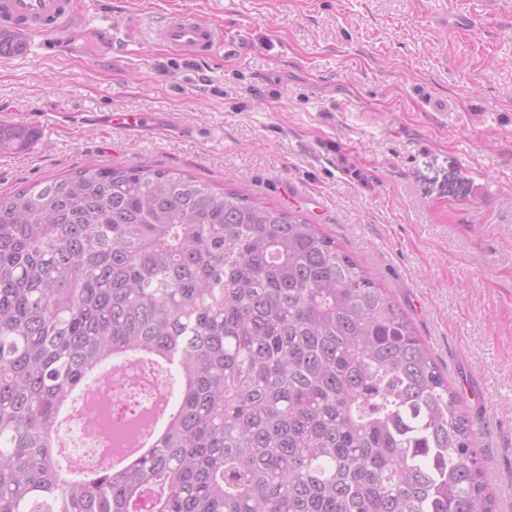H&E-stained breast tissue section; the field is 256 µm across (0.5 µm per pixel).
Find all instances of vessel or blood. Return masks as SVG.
<instances>
[{
	"instance_id": "b4317fda",
	"label": "vessel or blood",
	"mask_w": 512,
	"mask_h": 512,
	"mask_svg": "<svg viewBox=\"0 0 512 512\" xmlns=\"http://www.w3.org/2000/svg\"><path fill=\"white\" fill-rule=\"evenodd\" d=\"M79 0H0V40H10L17 54H25L28 40L76 24ZM153 40L175 52L212 55L223 44L219 29L192 13H169L151 30Z\"/></svg>"
}]
</instances>
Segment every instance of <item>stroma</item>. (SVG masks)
Returning <instances> with one entry per match:
<instances>
[{"label": "stroma", "mask_w": 512, "mask_h": 512, "mask_svg": "<svg viewBox=\"0 0 512 512\" xmlns=\"http://www.w3.org/2000/svg\"><path fill=\"white\" fill-rule=\"evenodd\" d=\"M75 52L0 56V193L87 164L192 175L299 211L410 317L462 392L496 512H512V0H83ZM222 28L213 57L149 41L160 13ZM122 20L98 61L91 31ZM173 112L128 135L97 116ZM37 138L38 132L33 128L0 123V154L24 151Z\"/></svg>", "instance_id": "1"}]
</instances>
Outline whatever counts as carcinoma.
<instances>
[{
  "instance_id": "cac0c4a2",
  "label": "carcinoma",
  "mask_w": 512,
  "mask_h": 512,
  "mask_svg": "<svg viewBox=\"0 0 512 512\" xmlns=\"http://www.w3.org/2000/svg\"><path fill=\"white\" fill-rule=\"evenodd\" d=\"M37 138L0 123V154ZM136 356L181 379L164 432L118 467L61 466L71 394ZM462 403L292 212L147 167L0 195V512H495Z\"/></svg>"
}]
</instances>
